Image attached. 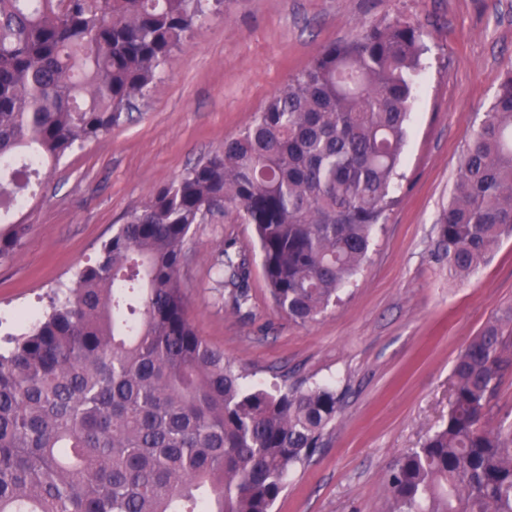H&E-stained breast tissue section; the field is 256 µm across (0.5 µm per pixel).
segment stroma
I'll use <instances>...</instances> for the list:
<instances>
[{
  "instance_id": "1",
  "label": "stroma",
  "mask_w": 512,
  "mask_h": 512,
  "mask_svg": "<svg viewBox=\"0 0 512 512\" xmlns=\"http://www.w3.org/2000/svg\"><path fill=\"white\" fill-rule=\"evenodd\" d=\"M397 17L421 24V58L395 203L335 306L307 325L274 307L253 225L215 216L190 232L179 283L197 333L266 389L331 385L340 412L273 512H381L384 476L448 416L459 353L512 308V237L466 278L448 273L436 219L462 153L512 70V0H224L165 61L129 121L75 147L13 220L0 260V351L28 331L149 194L243 131L320 49ZM248 261V303L217 287L218 247ZM0 225V260L10 258L20 247L22 239L28 231V224L20 222H2Z\"/></svg>"
}]
</instances>
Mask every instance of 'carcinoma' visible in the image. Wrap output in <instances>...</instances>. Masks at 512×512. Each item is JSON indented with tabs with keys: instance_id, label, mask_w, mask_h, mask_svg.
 <instances>
[{
	"instance_id": "obj_1",
	"label": "carcinoma",
	"mask_w": 512,
	"mask_h": 512,
	"mask_svg": "<svg viewBox=\"0 0 512 512\" xmlns=\"http://www.w3.org/2000/svg\"><path fill=\"white\" fill-rule=\"evenodd\" d=\"M223 0H0V206L74 146L128 120L171 52ZM422 28L401 17L324 47L252 123L153 191L0 353V512H272L336 421L328 385L251 388L189 321L192 227L254 226L275 307L306 324L339 299L394 204ZM448 272L512 235V70L438 219ZM29 225L0 226V260ZM247 302L246 262L219 251ZM512 372V310L453 365L447 420L384 479V512H512V422L486 417Z\"/></svg>"
}]
</instances>
